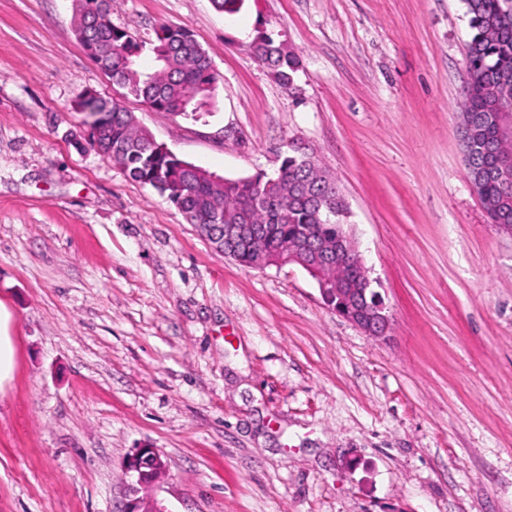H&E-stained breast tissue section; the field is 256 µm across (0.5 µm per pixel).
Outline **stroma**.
<instances>
[{
  "instance_id": "35a3bbf8",
  "label": "stroma",
  "mask_w": 512,
  "mask_h": 512,
  "mask_svg": "<svg viewBox=\"0 0 512 512\" xmlns=\"http://www.w3.org/2000/svg\"><path fill=\"white\" fill-rule=\"evenodd\" d=\"M75 0H0V512H122L136 448L169 512H512V236L470 187L462 0H112L186 27L221 80L200 121L155 112L75 34ZM300 57L280 85L248 44ZM123 99L223 178L308 146L349 204L391 315L367 336L299 267L250 269L87 141ZM12 320L10 312L0 300V387L10 378L15 368V349L9 326Z\"/></svg>"
}]
</instances>
